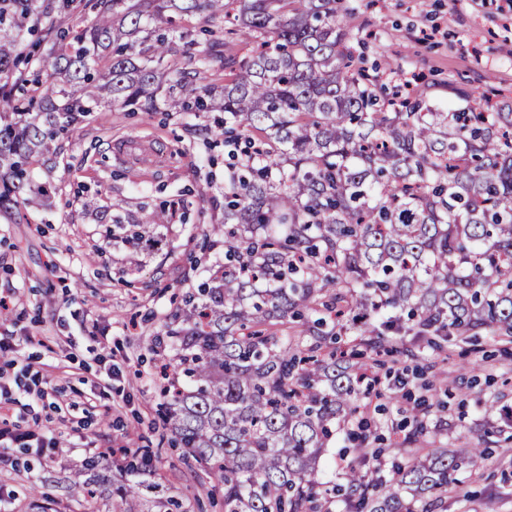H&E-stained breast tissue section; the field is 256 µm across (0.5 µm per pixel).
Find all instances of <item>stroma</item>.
<instances>
[{
  "mask_svg": "<svg viewBox=\"0 0 512 512\" xmlns=\"http://www.w3.org/2000/svg\"><path fill=\"white\" fill-rule=\"evenodd\" d=\"M344 23L366 62L391 60L425 77L423 96L463 107L457 90L491 89L512 106V0H355ZM223 139L205 117L104 107L73 125L34 177L51 188L43 206L0 211V408L21 432L58 444L44 457L10 448L0 467V512H32L34 474L83 481L92 448H149L152 466L193 512H224L210 479L189 467L159 417L157 384L172 352L163 326L181 297L224 262V239L208 235L224 215ZM171 202V221L150 244L113 245L99 215L121 203L133 224ZM476 363L477 372L465 371ZM444 432L435 446L464 448L486 437L492 453L449 494L443 512H512V434L500 413L512 405V344L482 336L419 357H388L377 370L382 398L365 416L392 436L412 416L436 371Z\"/></svg>",
  "mask_w": 512,
  "mask_h": 512,
  "instance_id": "1",
  "label": "stroma"
}]
</instances>
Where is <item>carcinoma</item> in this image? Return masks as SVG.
Masks as SVG:
<instances>
[{"instance_id": "obj_1", "label": "carcinoma", "mask_w": 512, "mask_h": 512, "mask_svg": "<svg viewBox=\"0 0 512 512\" xmlns=\"http://www.w3.org/2000/svg\"><path fill=\"white\" fill-rule=\"evenodd\" d=\"M58 49L24 56L39 0H0V209L44 198L29 168L75 121L103 104L152 112H216L211 132L233 162L224 179V270L165 324L178 373L160 416L173 442L224 488V512H333L319 461L362 394L349 333L377 354L405 353L409 332L435 353L480 332L512 342V110H461L422 98L395 104L380 73L352 52L343 0H101ZM224 17L252 42L240 57L179 50L186 16ZM50 86L26 106L19 65ZM219 63L230 81L202 83ZM418 419L393 448L387 479L363 451L347 463V512H434L470 448H415ZM122 479L93 460L66 487L94 512H191L162 483L145 448Z\"/></svg>"}]
</instances>
